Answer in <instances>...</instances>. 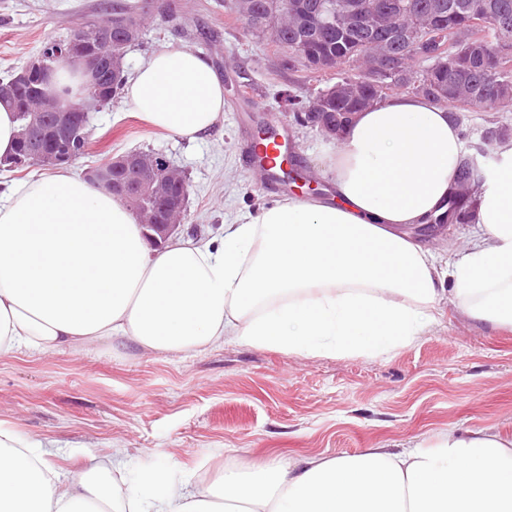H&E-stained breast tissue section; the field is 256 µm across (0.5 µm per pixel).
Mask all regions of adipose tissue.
I'll use <instances>...</instances> for the list:
<instances>
[{
    "mask_svg": "<svg viewBox=\"0 0 512 512\" xmlns=\"http://www.w3.org/2000/svg\"><path fill=\"white\" fill-rule=\"evenodd\" d=\"M124 93L155 129L194 142L224 112L197 50L160 49ZM460 126L447 106L394 93L354 116L325 156L329 203L288 197L224 224L217 245L151 250L126 202L63 170L0 194V354L118 341L194 355L231 342L300 356H391L452 296L471 320L512 326V146L475 186L474 222L447 264L403 228L457 186ZM43 440L0 424V512H512V441L492 429L432 448H366L225 467L214 483L149 469L117 501L108 467L65 474Z\"/></svg>",
    "mask_w": 512,
    "mask_h": 512,
    "instance_id": "1",
    "label": "adipose tissue"
}]
</instances>
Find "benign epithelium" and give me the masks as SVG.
I'll use <instances>...</instances> for the list:
<instances>
[{
	"instance_id": "obj_1",
	"label": "benign epithelium",
	"mask_w": 512,
	"mask_h": 512,
	"mask_svg": "<svg viewBox=\"0 0 512 512\" xmlns=\"http://www.w3.org/2000/svg\"><path fill=\"white\" fill-rule=\"evenodd\" d=\"M127 29V41L134 40L136 33L125 20L115 18L100 25L101 50L83 60L86 76L84 87L98 86L105 66L112 65V28ZM54 70L43 54L29 59L19 74L21 78L38 77L39 87L30 94L26 113L27 123L23 136L28 149L26 157L32 165L53 167L63 162L75 161L87 126L88 113L61 100L47 90L48 75ZM178 169L163 156L145 152H131L115 156L104 164L91 169L88 179L104 187L129 203L134 199L150 197L152 204L134 211L147 239L161 245L178 232L180 218L187 211L189 190L175 193L170 189L173 174Z\"/></svg>"
}]
</instances>
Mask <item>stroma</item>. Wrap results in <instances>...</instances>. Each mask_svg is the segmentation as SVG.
Returning <instances> with one entry per match:
<instances>
[{"mask_svg": "<svg viewBox=\"0 0 512 512\" xmlns=\"http://www.w3.org/2000/svg\"><path fill=\"white\" fill-rule=\"evenodd\" d=\"M118 0H0V78L24 65L77 24L112 14ZM149 26L125 57L126 70L164 46L188 45L212 63L224 84V119L202 140L166 137L141 121L125 97L93 113L87 153L69 165L82 178L104 159L132 150L165 154L190 184L182 237L205 243L224 233L225 216L272 205L261 178L244 167L250 135L242 118L255 112L287 124L295 161L319 188L331 141L293 123L287 98L310 100L320 76L287 67L282 50L244 36L224 0H132ZM489 113H468L463 150L484 174L500 158L484 139ZM0 423L57 442L58 469L102 461L125 448L117 493L139 472L214 480L224 466L251 467L272 458L299 460L430 446L437 434L492 428L512 439V328L468 319L443 302L429 336L396 355L366 359L297 356L216 344L195 356L144 355L120 344L85 352L0 356Z\"/></svg>", "mask_w": 512, "mask_h": 512, "instance_id": "stroma-1", "label": "stroma"}]
</instances>
